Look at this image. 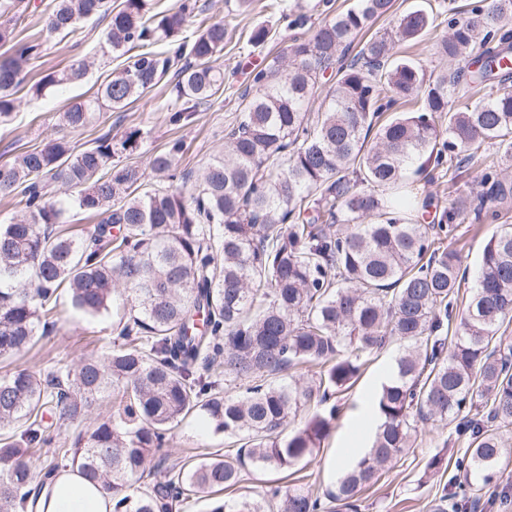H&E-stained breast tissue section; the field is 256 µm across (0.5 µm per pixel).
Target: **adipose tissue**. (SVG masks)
<instances>
[{
    "mask_svg": "<svg viewBox=\"0 0 512 512\" xmlns=\"http://www.w3.org/2000/svg\"><path fill=\"white\" fill-rule=\"evenodd\" d=\"M35 512H112V498L77 474H59L39 493Z\"/></svg>",
    "mask_w": 512,
    "mask_h": 512,
    "instance_id": "obj_1",
    "label": "adipose tissue"
}]
</instances>
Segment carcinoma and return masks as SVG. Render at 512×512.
I'll return each mask as SVG.
<instances>
[{"mask_svg": "<svg viewBox=\"0 0 512 512\" xmlns=\"http://www.w3.org/2000/svg\"><path fill=\"white\" fill-rule=\"evenodd\" d=\"M53 0L50 35L97 15L110 17L101 51L123 67L89 99L61 113L77 130L108 107L122 110L164 77H173L168 121L189 123L224 88L219 63L228 30L200 21L196 0L153 12L152 0ZM283 55L252 72L240 114L224 133V151L196 177L177 164L183 143L151 155L146 172L114 161L112 131L78 153L55 139L0 166V197L21 191L24 213L0 224V358L34 347L54 327L59 293L82 316L112 312V349L64 369H17L0 377V512H21L25 489L77 472L112 493L113 512H169L172 503L238 486L247 469L273 472L309 462L335 429V395L351 388L366 357L402 346L396 373L375 396L382 417L371 447L353 459L326 501L303 488L269 498L216 500L209 512H359L358 496L400 460L420 424L457 421L466 445L455 460L453 491L443 486L431 512L457 507L471 476L498 487L512 455V226L484 246L476 283L453 314L460 257L445 241L475 213L458 196L446 222L415 218L432 205L409 188L416 175L458 168L478 172L480 201L512 200V0H484L460 13L394 0H323ZM22 0H0V118L14 110L22 66L42 57L40 38L14 42ZM389 18L385 32L369 33ZM432 35L438 53L472 66L431 78L395 47ZM83 59L31 85L41 97L81 80ZM489 87L487 97L472 94ZM65 190L57 198L46 190ZM98 222L78 234L59 229L69 208ZM456 322L454 335L449 325ZM289 375L286 385L278 380ZM112 394V414L52 448L49 418L81 423ZM191 416L238 444L224 454L155 457L167 435Z\"/></svg>", "mask_w": 512, "mask_h": 512, "instance_id": "obj_1", "label": "carcinoma"}]
</instances>
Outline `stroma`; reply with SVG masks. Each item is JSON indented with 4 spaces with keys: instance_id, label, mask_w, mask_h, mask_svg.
<instances>
[{
    "instance_id": "35a3bbf8",
    "label": "stroma",
    "mask_w": 512,
    "mask_h": 512,
    "mask_svg": "<svg viewBox=\"0 0 512 512\" xmlns=\"http://www.w3.org/2000/svg\"><path fill=\"white\" fill-rule=\"evenodd\" d=\"M50 2L26 0L27 8L16 25L17 39L24 40L33 34L44 36V53L39 60L25 64V84L15 95L12 115L0 121V164L20 151L44 147L59 136L66 137L71 147L80 151L90 147L99 134L108 130L120 140L132 132L137 135L133 146L120 154V161L147 167L153 152L165 149L170 141L179 138L184 142V152L179 157L181 169L197 171L210 157L223 151L224 126L239 110V96L249 83L251 71L267 64L288 45L293 32L287 29L284 14L295 12L315 17L323 9L321 0H253L241 11L226 5L225 0H199L204 18L224 22L232 29L233 36L224 45V89L201 107L192 124H169L162 110L172 87L170 79L166 78L122 111H103L95 125L64 133L59 128L60 112L72 100L93 96L119 66L120 60L99 50V41L108 25L107 19L99 16L79 22L68 35L47 36L45 24ZM257 26L266 27L269 37L264 44L253 46L248 37ZM78 58L88 63L83 80L55 87L39 98L31 96L30 84L50 71L64 69ZM499 210L498 223L459 225L457 246L462 254V265L468 272L479 268L485 243L498 224H512V202L500 205ZM111 341V314L83 318L64 300L59 305L56 329L31 350L16 357L0 358V377L19 367L42 370L70 365L80 356L110 350ZM397 352V345L390 344L372 357L354 385L341 393V415L316 458L280 472L279 486H302L323 492L333 485L335 475L329 461L341 453L354 454L359 448V426L365 418L366 404L379 389L380 377ZM227 448L223 434L215 432L202 419L190 418L174 430L167 452L174 460L185 455L204 457ZM461 451L454 425L438 426L430 422L422 425L408 453L383 472L377 483L362 492L360 512H429L428 505L439 486L451 482L456 470L451 466L429 477L425 474L427 461L441 452L452 462Z\"/></svg>"
}]
</instances>
